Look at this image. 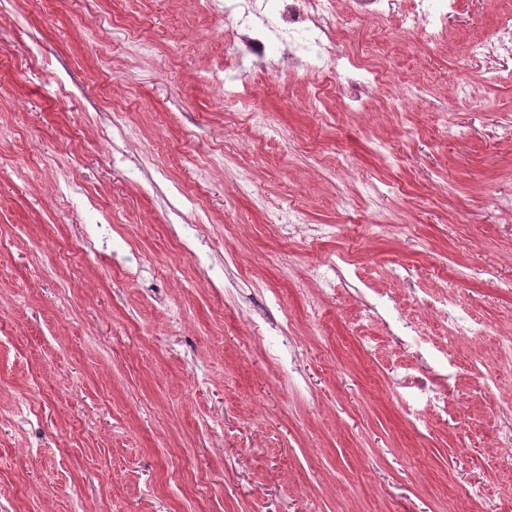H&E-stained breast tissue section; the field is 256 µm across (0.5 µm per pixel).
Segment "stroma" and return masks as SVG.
I'll return each mask as SVG.
<instances>
[{
  "label": "stroma",
  "mask_w": 512,
  "mask_h": 512,
  "mask_svg": "<svg viewBox=\"0 0 512 512\" xmlns=\"http://www.w3.org/2000/svg\"><path fill=\"white\" fill-rule=\"evenodd\" d=\"M510 10L358 19L350 112L225 80L240 0H0V512H512V74L452 80ZM458 0H418L413 9L404 13L402 29L421 30L430 40L443 30L448 13L454 11Z\"/></svg>",
  "instance_id": "1"
}]
</instances>
